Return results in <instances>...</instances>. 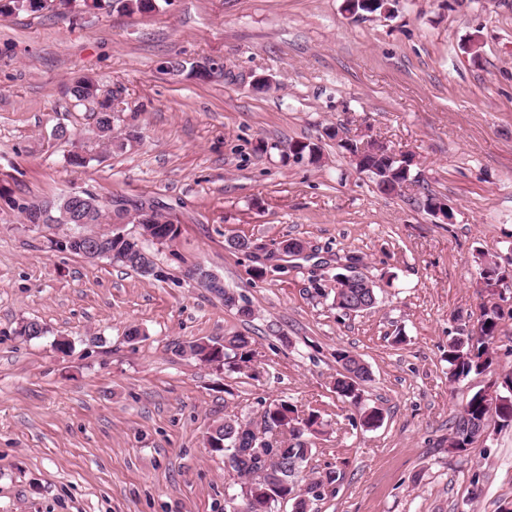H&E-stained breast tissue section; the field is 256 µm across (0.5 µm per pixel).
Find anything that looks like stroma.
I'll return each instance as SVG.
<instances>
[{"label": "stroma", "mask_w": 512, "mask_h": 512, "mask_svg": "<svg viewBox=\"0 0 512 512\" xmlns=\"http://www.w3.org/2000/svg\"><path fill=\"white\" fill-rule=\"evenodd\" d=\"M175 58L224 71L177 75ZM83 76L121 97L123 148L94 141L69 100ZM342 138L414 154L419 181L379 192ZM292 141L317 143L321 161L283 156ZM81 150L88 162L70 164ZM82 190L177 221L175 243L150 248L164 279L59 251L78 225L32 227L19 210ZM429 193L452 223L424 209ZM237 235L264 249L296 238L318 260L356 255L372 279H394L374 309L345 315L313 297L305 270L256 279L228 245ZM511 242L512 0H397L355 19L345 0L0 16V512H224L240 480L203 436L276 400L321 414L305 477L341 475L312 512H506L512 429L489 423L465 454L449 452L448 431L512 371V308L488 373L449 384L446 357L454 315L495 300L476 254ZM197 265L253 319L191 281ZM25 319L45 336H18ZM133 327L141 339H127ZM234 333L251 338L256 375L172 352ZM340 349L370 370L362 396L382 410L378 428L353 423L334 392Z\"/></svg>", "instance_id": "obj_1"}]
</instances>
